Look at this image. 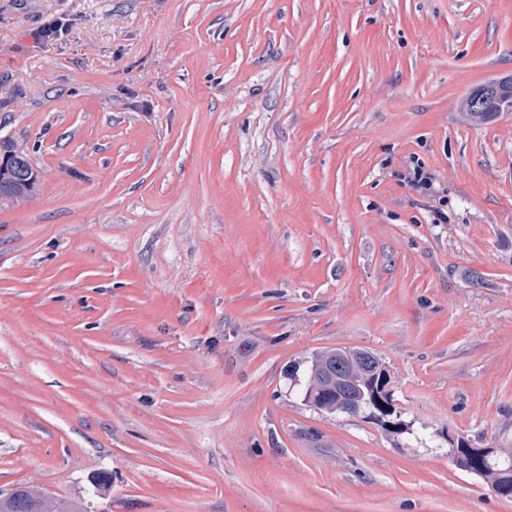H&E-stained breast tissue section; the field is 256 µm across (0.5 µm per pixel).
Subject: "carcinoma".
<instances>
[{
  "instance_id": "carcinoma-1",
  "label": "carcinoma",
  "mask_w": 512,
  "mask_h": 512,
  "mask_svg": "<svg viewBox=\"0 0 512 512\" xmlns=\"http://www.w3.org/2000/svg\"><path fill=\"white\" fill-rule=\"evenodd\" d=\"M463 117L471 125L488 124L498 116V112L484 107H476L469 99L461 104ZM38 189L37 180L32 178V165L25 158H16L5 176L0 178L3 196L11 199H27ZM381 366L373 355L350 365L323 352L311 361L305 397L320 410H329L336 402V395L352 399L359 395L365 377ZM0 512H88V504L83 498L60 500L34 484H25L7 493H0Z\"/></svg>"
}]
</instances>
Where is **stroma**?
<instances>
[{
	"instance_id": "1",
	"label": "stroma",
	"mask_w": 512,
	"mask_h": 512,
	"mask_svg": "<svg viewBox=\"0 0 512 512\" xmlns=\"http://www.w3.org/2000/svg\"><path fill=\"white\" fill-rule=\"evenodd\" d=\"M507 76L512 0H0V491L512 512L448 446L512 448ZM332 349L406 432L304 401ZM461 109L464 120L471 125L488 124L499 115V112L493 109L474 106L467 97L462 101ZM0 187V195L11 199H27L36 193L38 183L32 178V165L25 156L14 159L7 174L3 178L1 175ZM364 397V403L371 408L368 417L381 420L386 418L385 424L393 431L399 432L404 429V424L401 420L388 419V416L394 413L395 408L391 378L388 373L377 374L372 387H367V394Z\"/></svg>"
}]
</instances>
